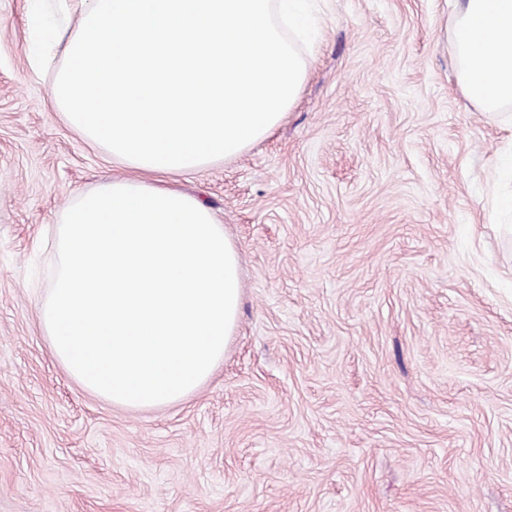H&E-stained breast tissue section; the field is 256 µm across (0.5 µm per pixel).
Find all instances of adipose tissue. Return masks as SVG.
<instances>
[{"instance_id":"adipose-tissue-1","label":"adipose tissue","mask_w":512,"mask_h":512,"mask_svg":"<svg viewBox=\"0 0 512 512\" xmlns=\"http://www.w3.org/2000/svg\"><path fill=\"white\" fill-rule=\"evenodd\" d=\"M457 84L486 112L512 103V0H456Z\"/></svg>"}]
</instances>
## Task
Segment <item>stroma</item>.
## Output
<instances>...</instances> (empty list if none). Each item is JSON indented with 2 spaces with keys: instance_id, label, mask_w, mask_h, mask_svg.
Listing matches in <instances>:
<instances>
[{
  "instance_id": "1",
  "label": "stroma",
  "mask_w": 512,
  "mask_h": 512,
  "mask_svg": "<svg viewBox=\"0 0 512 512\" xmlns=\"http://www.w3.org/2000/svg\"><path fill=\"white\" fill-rule=\"evenodd\" d=\"M452 0H318L300 98L165 179L223 224L242 304L185 401L129 409L52 356L64 209L131 171L57 112L32 0H0V512H512V111L461 93Z\"/></svg>"
}]
</instances>
